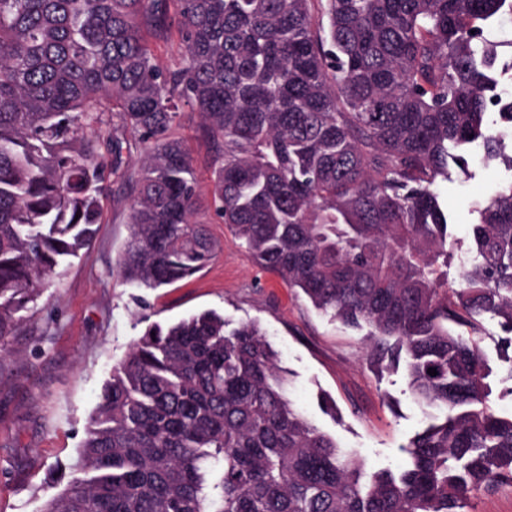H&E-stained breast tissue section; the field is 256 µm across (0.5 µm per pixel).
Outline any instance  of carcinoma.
Listing matches in <instances>:
<instances>
[{"label": "carcinoma", "instance_id": "carcinoma-1", "mask_svg": "<svg viewBox=\"0 0 512 512\" xmlns=\"http://www.w3.org/2000/svg\"><path fill=\"white\" fill-rule=\"evenodd\" d=\"M505 16L512 0H0V350L90 241L126 132L143 155L123 277L156 289L211 261L189 152L168 137L185 101L250 257L366 331L370 365L404 368L440 411L402 446L407 470H373L293 408L255 323L155 322L42 512H468L474 490L512 484V415L458 331L493 314L512 332V181L474 205L455 288L439 186L474 149L512 168L485 123ZM175 35L165 71L151 40Z\"/></svg>", "mask_w": 512, "mask_h": 512}]
</instances>
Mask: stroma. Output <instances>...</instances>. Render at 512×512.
I'll return each instance as SVG.
<instances>
[{
	"label": "stroma",
	"instance_id": "1",
	"mask_svg": "<svg viewBox=\"0 0 512 512\" xmlns=\"http://www.w3.org/2000/svg\"><path fill=\"white\" fill-rule=\"evenodd\" d=\"M188 148L200 186L195 219L217 244L208 265L181 283L145 290L125 282L119 265L130 236L126 174L139 168L140 148L125 154V175L108 176L102 217L87 253L62 267L5 340L0 361V512H42L66 485L85 427L112 367L152 322L213 310L231 324L253 321L279 349L289 396L340 448L376 469H399L402 447L430 412L410 396L404 370H372L358 331L317 312L299 290L252 262L212 204L213 148L204 121L184 104L169 131ZM467 178L442 183L448 233L456 247L448 279L457 281L471 240V207L512 171L467 158ZM480 347L493 370L494 408L512 412V349L497 318L486 316ZM336 404L325 414L321 396Z\"/></svg>",
	"mask_w": 512,
	"mask_h": 512
}]
</instances>
